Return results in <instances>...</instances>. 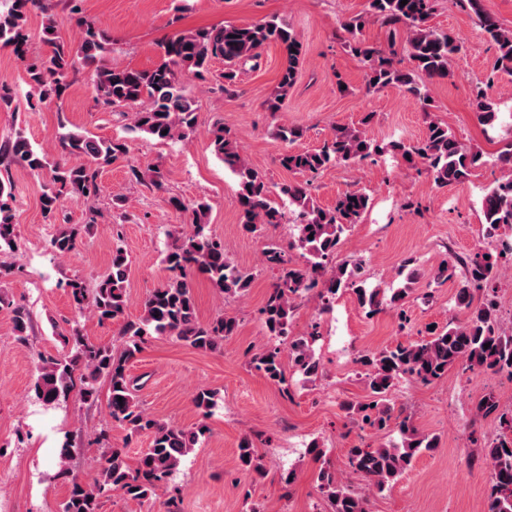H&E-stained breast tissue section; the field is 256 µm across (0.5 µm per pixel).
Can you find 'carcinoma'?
<instances>
[{"label":"carcinoma","instance_id":"cac0c4a2","mask_svg":"<svg viewBox=\"0 0 512 512\" xmlns=\"http://www.w3.org/2000/svg\"><path fill=\"white\" fill-rule=\"evenodd\" d=\"M400 2L369 0L371 17L388 29L387 47L362 38L365 21L359 16L342 24L343 45L367 67L366 91L395 87L425 110L431 102L429 85L450 75V62L463 45L453 33L430 25L435 0H407L404 6ZM459 2L469 6L494 47L496 69L512 75V28L503 26L496 16L486 12L481 0ZM52 8L53 0H9L8 8L0 10V48L24 57L28 15L35 10L46 14ZM70 10L77 15L81 29L80 45L72 50L58 37L54 22L48 21L42 29V41L49 53L26 69L28 97H36L40 102L61 99L69 87L70 73L80 63L93 71L99 103L113 109L133 110L130 130L159 141L184 140L196 130V101L185 92L183 72L204 80L212 75L213 60L220 59L224 61V70L218 78L227 91L236 84L243 61L255 59L265 47L276 45L285 56L286 65L280 72L273 98L268 100V110L278 112L298 79L305 57L304 46L290 25L273 16L250 25L229 23L194 33H176L159 43L163 61L158 66L145 70L114 68L104 63L109 52L107 36L93 20L82 15L77 0H70ZM400 36L412 61L408 70L394 63L396 38ZM474 111L486 124L497 121L500 114L497 103L481 87L474 99ZM212 135L215 153L239 180L235 203L243 229L255 233L266 225H292L288 248L299 252L300 260L284 258L277 247L266 252V262L278 271L276 282L259 310L270 345L250 361L255 370L279 385L287 396L283 350H288L289 362L303 376H314L321 369L314 350L320 337L319 324L312 325L306 336L291 335L296 300L313 294L319 301V313L324 314L333 309L340 295L348 293L366 317L390 310L403 327L407 323L408 285L418 277L416 260L408 259L402 265L405 285L388 289L367 286L361 264H332L342 237L371 206V197L365 190L348 191L336 199L334 206L322 208L314 203L307 182L289 180L269 185L259 172L247 166L224 124H215ZM59 147L60 158L52 161L46 151L32 146L20 128L0 142V162L9 158L34 174L52 170V185L41 197L47 216L56 210L64 192L86 201L95 197L101 169L129 152L128 142L122 138L98 139L78 132L62 135ZM385 155L411 166L417 162L424 164L440 188L465 184L473 171L483 165L479 152L462 144L447 125L432 120L423 139L416 143L402 139L383 143L367 137L362 130L340 127L321 147L290 148L280 154L278 161L291 173L316 175L336 165H353ZM497 165L506 174L486 188L481 199L484 223L488 236L496 241V254L478 252L467 261L452 256L433 271V279L442 283L454 279L458 267H465V281L456 292L455 302L468 311L467 318L460 323L428 327L426 335L417 340L358 354L360 376L369 394L348 408L356 410L364 425L377 431L393 425L399 434V440L377 448L348 449V465L366 480L367 491L362 493L347 485L318 442H311L307 448L317 463L315 481L329 512H369L371 495L390 490L418 456L438 447V437L418 433L408 418L394 414L390 407L389 395L400 380L410 377L431 384L457 365L468 370L506 372L512 377V331L503 327L495 288L491 286L498 259L512 256V138L497 156ZM14 199L13 182L1 177V256L18 249L11 206ZM169 204L179 211H191L193 224L191 231L176 237L166 252L164 263L171 276L144 300L143 315L138 320L125 319L130 260L121 247L113 250L110 272L93 290H88L78 277L67 282L79 312L101 323L120 324L122 348L116 351L74 332L70 356L63 361H45L39 368L34 385L37 398L46 404L66 399L72 376L79 371L85 400H94L96 384L104 379L109 385L108 408L112 419L134 434L149 432L151 441L134 466L127 462L122 449L111 448L90 482L70 477L67 464L74 448L64 442L57 454L58 475L70 478L63 512H100L101 499L112 491L121 492L129 502L143 504L157 495L183 459L194 451L200 438L209 433L203 421L186 429L150 418L137 396L141 384L128 374L127 365L142 352L147 337L154 335L172 336L201 351L219 348L224 339L237 332V319L224 315L209 322L200 321L188 275L196 271L219 292L233 297L247 291L253 274L229 261L224 241L214 238L208 225L202 222L210 209L207 201L199 199L187 206L172 197ZM80 234L81 228L75 225L54 236L51 247L55 255L66 257L74 252ZM12 313L16 339L23 344L27 341L29 313L22 306L14 307ZM193 403L205 419L215 405L214 393L199 388ZM477 410L484 417L494 416L500 426L499 433L483 445L482 461L490 475L485 512H512V410L500 409L492 394L479 402ZM238 459L246 471L262 470L260 457L248 438L239 445Z\"/></svg>","mask_w":512,"mask_h":512}]
</instances>
